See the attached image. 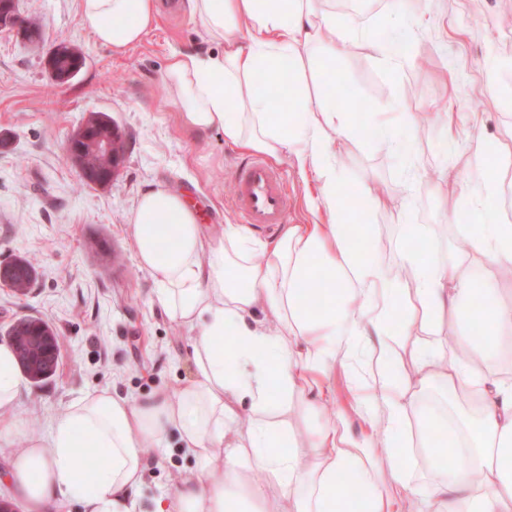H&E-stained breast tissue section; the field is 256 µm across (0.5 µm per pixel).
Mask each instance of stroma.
I'll list each match as a JSON object with an SVG mask.
<instances>
[{
	"label": "stroma",
	"mask_w": 512,
	"mask_h": 512,
	"mask_svg": "<svg viewBox=\"0 0 512 512\" xmlns=\"http://www.w3.org/2000/svg\"><path fill=\"white\" fill-rule=\"evenodd\" d=\"M18 12L40 23L41 38L0 28V263L22 257L36 268L29 293L15 295L0 285V344L10 325L34 316L60 338L56 372L41 383L23 380L13 405L26 432L47 436L54 419L75 400L106 388L143 399L175 393L191 375L187 332L153 300L154 278L140 266L131 233L143 192L162 187L191 198L206 230L236 223L231 184L247 155L220 131L184 129L164 81L171 50L216 51L182 0H160L159 13L143 40L117 55L98 43L79 21L80 0H15ZM341 51L332 68L336 86L326 99L345 111L342 97L366 104L363 119L375 123L385 107L412 114L452 112L445 122L417 134L394 121L392 143L380 146L367 135L352 138L337 164L347 192L367 186L380 197L364 217L368 258H391L404 232L433 241L448 259L473 225L462 193L479 194L482 176L472 167L477 139L512 149V0H406L393 12L386 0H348L329 7ZM413 37V51L396 63L377 50L394 28ZM76 46L85 58L69 83L56 84L46 59L58 42ZM499 60L487 73L485 60ZM109 115L124 134L126 155L118 177L106 188L83 185L65 150L87 116ZM289 191L287 221L317 219L309 201L317 194L312 176H300L290 156L275 164ZM408 207L395 221V208ZM382 367L371 344L360 343L331 383L354 438L365 432L357 398L369 395ZM134 512H153L177 478L195 474V461L169 435L167 449L150 448Z\"/></svg>",
	"instance_id": "1"
}]
</instances>
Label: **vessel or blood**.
Returning <instances> with one entry per match:
<instances>
[{"mask_svg":"<svg viewBox=\"0 0 512 512\" xmlns=\"http://www.w3.org/2000/svg\"><path fill=\"white\" fill-rule=\"evenodd\" d=\"M288 206V190L273 167L260 158L243 165L232 195V207L243 223L265 227L283 224Z\"/></svg>","mask_w":512,"mask_h":512,"instance_id":"b4317fda","label":"vessel or blood"}]
</instances>
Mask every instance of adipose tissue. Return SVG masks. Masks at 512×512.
<instances>
[{"mask_svg": "<svg viewBox=\"0 0 512 512\" xmlns=\"http://www.w3.org/2000/svg\"><path fill=\"white\" fill-rule=\"evenodd\" d=\"M321 0H186L190 15L219 41L220 53L179 51L167 65L180 120L198 132L220 130L225 141L273 159L294 154L318 183L317 208L327 221L287 225L276 240L258 242L227 224L205 232L180 195L158 187L140 198L132 233L140 264L155 280V302L190 332L192 375L175 396L131 400L100 389L55 418L48 438L27 436L12 462V482L27 512H58L68 501L86 512H132L144 451L177 433L197 475L176 483L154 512H391L380 485L392 474L420 499L422 512H512V383L484 377L446 341L415 347L425 380L448 393L473 389L471 412L453 416L459 465L418 486L408 481L403 420L411 406L397 365L403 347L386 318L403 311L407 324L430 332L438 317L463 319L472 298L485 325L477 341L484 358L512 347V300L494 280L512 272V224L498 206L499 178L491 156L512 155L477 141L473 163L483 174L471 259L481 277L403 249L389 261L366 260L346 229L354 214L336 157L356 130L347 113L313 102L298 72L306 60L328 67L336 34ZM158 14V0H80L79 20L97 42L122 54L139 44ZM269 74L290 90L288 108L271 111L255 79ZM321 306H314V299ZM374 337L384 367L378 395L384 423H369L355 440L323 418L335 402L328 380L338 352L352 353ZM19 392L15 355L0 345V437L20 433L10 410ZM299 398L305 438L288 428V402ZM436 416L437 425H445ZM384 456H377V449ZM263 473L256 483L253 473ZM353 473V500L336 496V480Z\"/></svg>", "mask_w": 512, "mask_h": 512, "instance_id": "adipose-tissue-1", "label": "adipose tissue"}]
</instances>
